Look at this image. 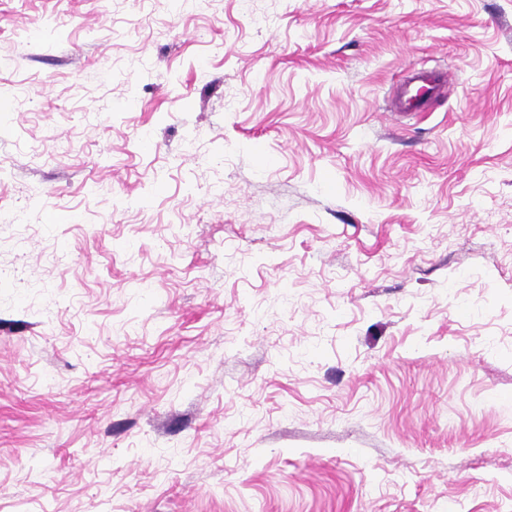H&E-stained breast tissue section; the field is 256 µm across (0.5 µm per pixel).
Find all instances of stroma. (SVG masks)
<instances>
[{
    "instance_id": "1",
    "label": "stroma",
    "mask_w": 512,
    "mask_h": 512,
    "mask_svg": "<svg viewBox=\"0 0 512 512\" xmlns=\"http://www.w3.org/2000/svg\"><path fill=\"white\" fill-rule=\"evenodd\" d=\"M0 269V512H512V0H0ZM412 79H415L414 86L409 87L399 97V107L404 112H424L430 99L435 95L442 84L448 82V76L432 71L422 70ZM419 91L428 94V98L422 102L418 99Z\"/></svg>"
}]
</instances>
